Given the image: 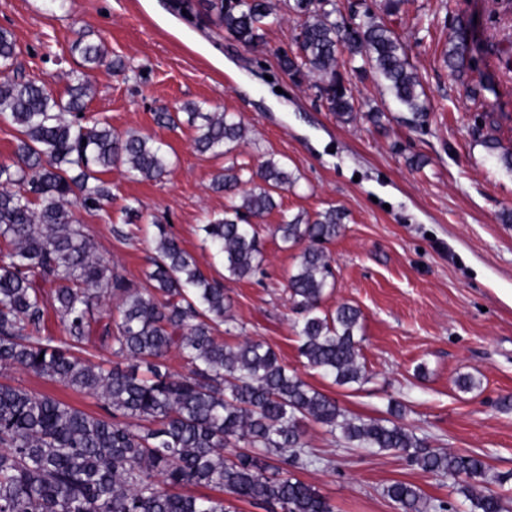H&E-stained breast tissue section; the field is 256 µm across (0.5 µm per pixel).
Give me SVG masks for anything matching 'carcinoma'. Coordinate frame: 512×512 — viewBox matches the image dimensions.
I'll list each match as a JSON object with an SVG mask.
<instances>
[{"mask_svg":"<svg viewBox=\"0 0 512 512\" xmlns=\"http://www.w3.org/2000/svg\"><path fill=\"white\" fill-rule=\"evenodd\" d=\"M404 3L382 0V16L349 29L334 18L336 0H285L302 22L296 51L279 56L282 71L313 81L327 110L345 117L354 112L349 79L337 63L345 52L348 61H362L351 72L383 84L411 120L423 119L428 102L421 80L386 22ZM208 8L249 48L263 43L279 11L276 0H208ZM464 30L460 19L445 53L454 74L465 69ZM71 51L88 72L74 79L65 99L23 76L0 80V115L19 132L16 161L0 164V369L21 368L92 396L101 411L86 413L53 395L0 382V512H232L228 496L264 512H334L313 485L273 464L322 463L306 449L310 421L340 434L350 448L401 455L425 473L447 477L467 512H512V499L489 488V481L502 486L511 476L491 479L481 456L430 447L400 422V404L390 405L388 418H355L289 372L273 348L224 343L220 327L230 324L231 307L224 284L206 277L161 221L153 222L155 254L140 284L99 251L74 212L100 211L111 199L98 174L123 166L134 179L157 180L171 159L148 135L86 120L90 72L106 62L114 70L125 64L107 61L102 45L83 35ZM15 56L14 36L1 28L0 70L11 69ZM185 111L199 153L226 155L244 141L245 127L234 115L204 112L198 104ZM484 146L512 173V149L492 136ZM295 182L272 156L246 178L235 166L213 176L212 189L228 203L203 231L224 260V278L263 271L255 224ZM343 220L344 213L330 207L313 217H284L276 233L285 248L299 249L288 290L301 314L300 355L335 384L360 386L369 380L359 362L362 312L349 303L322 309L334 287L324 245L341 234ZM51 312L60 336L48 331ZM94 338L127 364L106 369L83 359ZM173 350L186 373L170 372ZM384 494L399 512H448L447 502L430 503L413 483L394 481Z\"/></svg>","mask_w":512,"mask_h":512,"instance_id":"carcinoma-1","label":"carcinoma"}]
</instances>
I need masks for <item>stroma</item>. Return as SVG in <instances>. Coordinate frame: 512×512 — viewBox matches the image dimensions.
<instances>
[{
  "label": "stroma",
  "instance_id": "stroma-1",
  "mask_svg": "<svg viewBox=\"0 0 512 512\" xmlns=\"http://www.w3.org/2000/svg\"><path fill=\"white\" fill-rule=\"evenodd\" d=\"M172 0H0V28L12 32L15 67L55 96L86 71L71 50L79 35L103 40L126 68L91 71L87 119L121 132L150 135L172 159L157 181L130 179L117 166L102 175L112 189L103 210L77 211L90 239L133 282H142L154 248V220L168 224L181 246L208 278L222 281L234 322L226 343L261 340L289 369L335 398L350 414L383 418L390 402L403 407V421L431 447L483 456L492 472L512 470V410L499 407L512 395V173L481 145L493 134L512 147V26L500 0H408L390 25L407 44L430 110L419 125L381 85L351 78V117L327 112L313 89L294 82L278 62L294 51L299 18L281 13L264 43L243 47L204 9L183 16ZM469 24L467 68L452 75L444 63L448 38L458 20ZM230 112L247 129L244 142L226 156L199 154L194 128L157 126L159 108L185 105ZM376 109L379 123L365 119ZM282 161L297 178L280 191L279 204L257 230L264 242L261 274L225 279L224 267L203 241L207 217L223 213V193L210 187L224 166L256 168L267 156ZM422 158L421 168L410 165ZM139 218L126 238L112 234L124 207ZM341 209L344 229L327 246L336 282L323 306H357L364 317L361 353L371 380L361 388L340 387L308 367L298 352L299 319L287 280L297 252L284 248L275 228L282 215H315ZM472 376L463 392L456 380ZM6 381L48 393L88 411L94 398L20 369L0 371ZM305 441L321 457L319 467H291L315 486L336 512H395L382 494L402 480L427 497L444 500L448 512H464L448 479L422 472L404 457L344 447L317 423Z\"/></svg>",
  "mask_w": 512,
  "mask_h": 512
}]
</instances>
